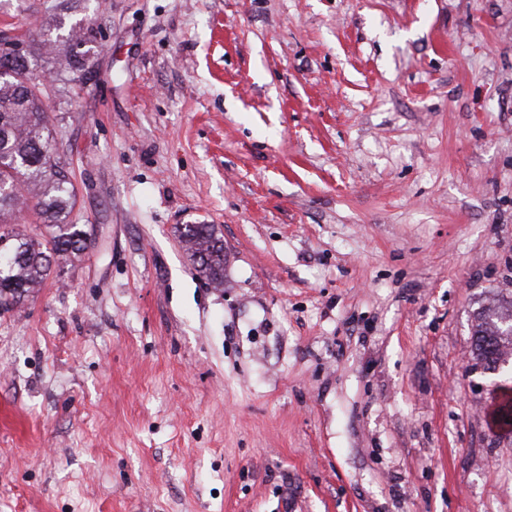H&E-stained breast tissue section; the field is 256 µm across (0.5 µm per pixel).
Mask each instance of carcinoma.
<instances>
[{
  "mask_svg": "<svg viewBox=\"0 0 512 512\" xmlns=\"http://www.w3.org/2000/svg\"><path fill=\"white\" fill-rule=\"evenodd\" d=\"M80 70L94 53L92 35L70 27L58 37ZM76 200L48 126L41 85L34 81L28 52L0 57V313L22 304L40 287L54 257H76L91 244L83 224H66ZM31 213L39 232L30 234L21 215ZM179 237L198 273L214 285L224 283V243L212 224H181ZM512 318L508 305L481 307L474 315L472 355L488 371H495L512 334H504L502 320ZM494 423L512 433V395L503 394Z\"/></svg>",
  "mask_w": 512,
  "mask_h": 512,
  "instance_id": "carcinoma-1",
  "label": "carcinoma"
}]
</instances>
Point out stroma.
Masks as SVG:
<instances>
[{"label":"stroma","mask_w":512,"mask_h":512,"mask_svg":"<svg viewBox=\"0 0 512 512\" xmlns=\"http://www.w3.org/2000/svg\"><path fill=\"white\" fill-rule=\"evenodd\" d=\"M58 2L0 31L93 242L0 314V512H512L471 356L512 281V0ZM76 22L81 82L45 46ZM179 237L198 273L214 285L224 283V243L212 224H182Z\"/></svg>","instance_id":"stroma-1"}]
</instances>
